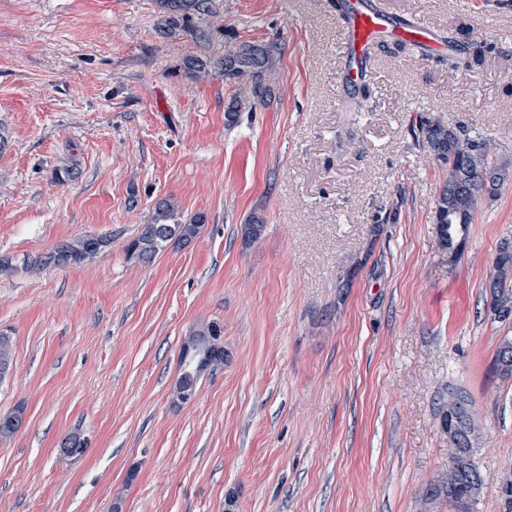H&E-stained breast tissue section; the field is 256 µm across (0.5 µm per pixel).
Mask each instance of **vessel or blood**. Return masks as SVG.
Masks as SVG:
<instances>
[{
  "label": "vessel or blood",
  "mask_w": 512,
  "mask_h": 512,
  "mask_svg": "<svg viewBox=\"0 0 512 512\" xmlns=\"http://www.w3.org/2000/svg\"><path fill=\"white\" fill-rule=\"evenodd\" d=\"M387 40H404L421 47L437 44L432 29L425 25L393 21L371 0H348L338 52L350 62V80L360 79L371 49Z\"/></svg>",
  "instance_id": "1"
}]
</instances>
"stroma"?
<instances>
[{"mask_svg": "<svg viewBox=\"0 0 512 512\" xmlns=\"http://www.w3.org/2000/svg\"><path fill=\"white\" fill-rule=\"evenodd\" d=\"M374 2L442 46H376L354 112L344 0H215L207 44L161 38L155 0H0V414L25 417L0 441V512H224L230 493L238 512H421L455 388L482 435L479 512H499L512 380L490 366L512 321L485 287L512 243V176L449 258L447 172L416 124L463 127L512 172V0ZM243 40L283 53L270 103L228 131L232 87L182 62ZM164 201L205 216L198 237L129 261ZM81 236L109 245L43 263ZM205 321L227 358L178 407L182 339ZM77 429L84 452L60 457ZM87 238L98 241V245L95 247L90 246L91 244L88 243ZM107 246L108 241L103 238L87 236L75 238L58 244L54 251L46 257L44 262L53 263L58 266L92 262L101 256ZM64 252H67L70 256L68 263L62 261Z\"/></svg>", "mask_w": 512, "mask_h": 512, "instance_id": "obj_1", "label": "stroma"}]
</instances>
